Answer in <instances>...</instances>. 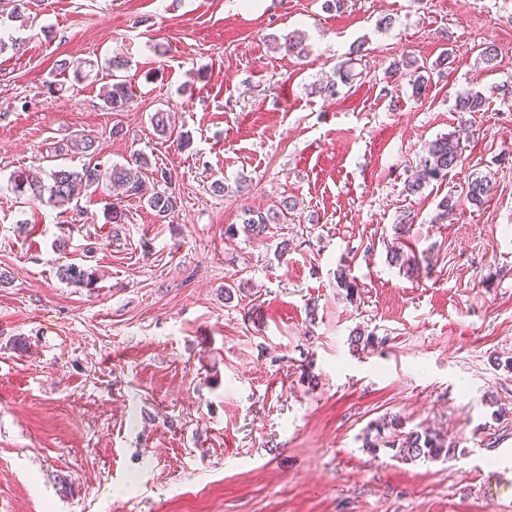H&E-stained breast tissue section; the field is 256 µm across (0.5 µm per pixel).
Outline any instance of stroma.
<instances>
[{
    "label": "stroma",
    "mask_w": 512,
    "mask_h": 512,
    "mask_svg": "<svg viewBox=\"0 0 512 512\" xmlns=\"http://www.w3.org/2000/svg\"><path fill=\"white\" fill-rule=\"evenodd\" d=\"M11 8L0 0L19 44L0 54V512H512V0H31L27 27ZM297 32L308 56L278 47ZM116 53L135 93L122 112L103 104L105 72L74 84L57 69ZM407 58L428 68L423 95L391 77ZM344 66L350 83L321 95ZM467 90L487 105L463 165L407 195ZM159 109L189 147L154 132ZM75 134L102 165L142 153L170 172L178 217L128 198L127 223L109 224L101 197L63 211L12 191L13 171L65 164L54 147ZM474 172L492 180L479 206L464 199ZM286 197L292 222L225 235L244 207ZM397 240L417 271L390 264ZM67 261L95 287L61 281ZM356 329L375 347L355 349ZM395 415L454 457L366 449Z\"/></svg>",
    "instance_id": "obj_1"
}]
</instances>
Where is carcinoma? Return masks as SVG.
Segmentation results:
<instances>
[{
    "instance_id": "carcinoma-1",
    "label": "carcinoma",
    "mask_w": 512,
    "mask_h": 512,
    "mask_svg": "<svg viewBox=\"0 0 512 512\" xmlns=\"http://www.w3.org/2000/svg\"><path fill=\"white\" fill-rule=\"evenodd\" d=\"M108 76L112 83L106 86L103 94L105 105L114 112L124 111L133 101V92L128 83L119 78L116 72L125 67V59L116 54L106 62ZM94 68V62L66 59L61 60L58 66L60 72H72L73 80L80 82L85 78V68ZM413 72L411 86L416 95H421L426 90L427 81L420 75V68L413 60L401 63L394 68L393 73L401 76L407 72ZM485 98L478 91L466 92L456 99L455 110L467 114H475L484 111ZM150 122L157 134L167 137L172 134L168 112L159 110L150 117ZM471 123L463 120L459 129L446 136H440L431 141L426 150L424 164L414 179L405 184L404 191L409 195L419 192L429 183L446 178L448 172L462 163V141L470 136ZM93 142L84 138H75L59 145L55 149L58 156L70 152L86 153L92 150ZM154 172L148 157L142 155L125 164H114L104 167L98 163L88 162L79 168L68 166H55L46 172V178L32 179L24 171H18L11 175L12 190L23 196L30 197L46 204L54 209H62L69 206L72 201L82 194L102 190L107 192L113 188L122 190L127 197L137 198L154 212L160 220L165 221L174 217L179 208V198L175 191L169 188L148 190L146 178ZM490 191V179L488 175L473 173L468 178L465 198L472 204H480ZM295 204L288 200L280 202L276 208L265 211H257L251 208L244 210L242 226L230 224L224 234L234 236L244 232L250 237H262L266 234L271 224H286L289 221L290 212ZM104 217L110 224H123L128 220L127 210L119 202H108L104 207ZM58 276L61 280L89 287L94 284V272L77 263H66L58 268ZM390 426L393 432L378 444L369 437L364 438L365 446L375 451L380 447L394 451V456L405 461H434L448 456L455 445L449 442L441 433L430 430L401 431L402 421L395 416L388 422L375 424L376 436H381L385 426Z\"/></svg>"
}]
</instances>
